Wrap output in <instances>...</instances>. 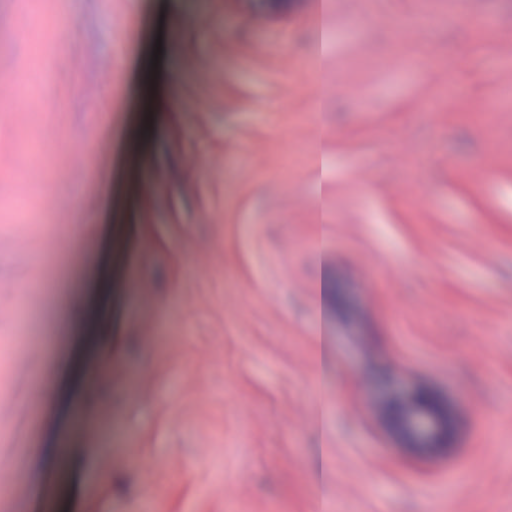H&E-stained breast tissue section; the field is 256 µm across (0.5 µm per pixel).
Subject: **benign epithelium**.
Wrapping results in <instances>:
<instances>
[{"label":"benign epithelium","instance_id":"benign-epithelium-1","mask_svg":"<svg viewBox=\"0 0 512 512\" xmlns=\"http://www.w3.org/2000/svg\"><path fill=\"white\" fill-rule=\"evenodd\" d=\"M384 413L389 422L412 441L445 444L452 437L453 427L441 421L442 404L430 391H395L387 399Z\"/></svg>","mask_w":512,"mask_h":512}]
</instances>
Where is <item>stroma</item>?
I'll return each mask as SVG.
<instances>
[{"label":"stroma","instance_id":"stroma-1","mask_svg":"<svg viewBox=\"0 0 512 512\" xmlns=\"http://www.w3.org/2000/svg\"><path fill=\"white\" fill-rule=\"evenodd\" d=\"M2 75L0 512H512V27L0 0ZM384 376L448 447L391 425ZM56 435L68 467H13ZM384 413L389 422L412 441L445 444L452 437L453 427L449 420L448 425L441 421L442 404L430 391H395L387 399Z\"/></svg>","mask_w":512,"mask_h":512}]
</instances>
